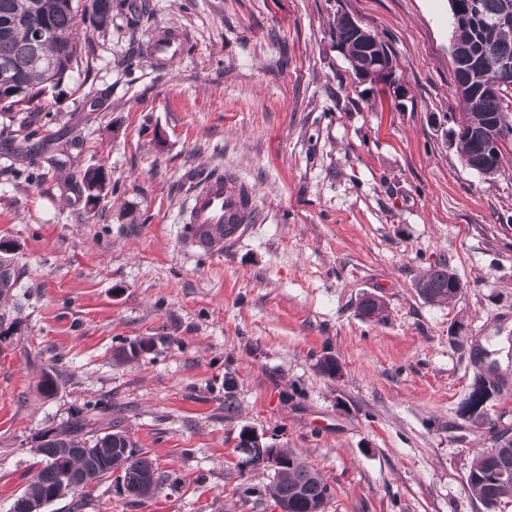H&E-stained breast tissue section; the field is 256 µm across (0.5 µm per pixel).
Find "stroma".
<instances>
[{
	"label": "stroma",
	"mask_w": 512,
	"mask_h": 512,
	"mask_svg": "<svg viewBox=\"0 0 512 512\" xmlns=\"http://www.w3.org/2000/svg\"><path fill=\"white\" fill-rule=\"evenodd\" d=\"M148 2L137 29L118 13L88 29V66L38 102L82 140L68 169L105 168L96 206L48 157L0 147V512L38 472L42 435L96 400L163 489L134 499L108 478L83 512H273L272 472L239 468L245 429L318 470L327 512H512L466 485L490 423L512 427V388L488 422L457 413L474 344L512 376V154L487 178L448 143V0ZM343 13L388 44L401 91L354 77L331 35ZM178 33L182 60L155 61ZM201 170L253 193L242 235L207 252L182 234ZM440 261L464 287L449 305L415 288ZM367 293L386 322L359 315ZM142 338L149 354L120 356ZM326 354L340 375L320 372Z\"/></svg>",
	"instance_id": "obj_1"
}]
</instances>
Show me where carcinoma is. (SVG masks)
Returning a JSON list of instances; mask_svg holds the SVG:
<instances>
[{"label":"carcinoma","mask_w":512,"mask_h":512,"mask_svg":"<svg viewBox=\"0 0 512 512\" xmlns=\"http://www.w3.org/2000/svg\"><path fill=\"white\" fill-rule=\"evenodd\" d=\"M91 14L79 13L81 0H0V71L7 68L18 78L19 85L0 87V112L22 114L18 128L6 133L5 145L30 159L52 150L63 134L48 129L50 113L33 112L31 105L39 101L48 88H57L83 57L88 55V39L81 36V25L89 22L102 29L112 20V11L128 15L129 25L137 27L148 6L134 0H89ZM45 24L48 35L37 39L31 27ZM332 34L336 41L348 45V61L352 70L363 64L358 47L361 35L342 26L334 19ZM453 41L462 52L452 56L456 105L468 127L480 129L484 123L504 111L503 98L485 99L477 105L461 91L476 82L477 72L472 60L480 59L491 48L512 58V24L481 25L475 29H453ZM106 184L103 168L88 167L69 173L63 186L83 195L86 202L96 204ZM455 272L448 263L439 262L417 280L419 295L434 304H450L455 299ZM358 311L379 323L388 319V306L383 298L365 294ZM507 377L490 363L478 372L468 396L460 403L461 416H486L483 399L500 394L507 387ZM122 432L120 422L112 419V406L99 401L87 405L82 415L74 417L61 431L52 432L41 442L36 453L43 467L24 490L30 502L43 495L66 478H78L99 483L117 470L129 483L149 482L153 492L161 489L153 460L142 450L132 455L124 452L121 441L113 436ZM466 485L483 505L492 508L504 498H512V441L495 450L477 452L469 466ZM265 492L275 503L286 504L291 512H326L332 497L329 484L305 461L301 460L273 475Z\"/></svg>","instance_id":"carcinoma-1"}]
</instances>
